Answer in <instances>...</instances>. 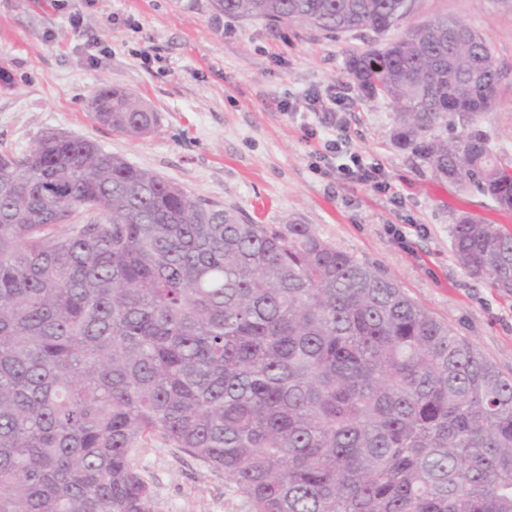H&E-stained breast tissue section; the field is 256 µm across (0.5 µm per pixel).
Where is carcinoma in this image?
<instances>
[{
  "instance_id": "cac0c4a2",
  "label": "carcinoma",
  "mask_w": 512,
  "mask_h": 512,
  "mask_svg": "<svg viewBox=\"0 0 512 512\" xmlns=\"http://www.w3.org/2000/svg\"><path fill=\"white\" fill-rule=\"evenodd\" d=\"M229 17L383 35L411 0H209ZM438 17L349 56L395 144L512 210V160L448 108L502 73ZM139 138L157 113L99 88ZM452 254L512 294V231L462 214ZM158 440L224 471L251 512H512V377L310 224H257L60 132L0 153V512H153Z\"/></svg>"
}]
</instances>
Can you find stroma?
Wrapping results in <instances>:
<instances>
[{
  "label": "stroma",
  "instance_id": "stroma-1",
  "mask_svg": "<svg viewBox=\"0 0 512 512\" xmlns=\"http://www.w3.org/2000/svg\"><path fill=\"white\" fill-rule=\"evenodd\" d=\"M442 15L478 29L495 53L505 79L483 124L512 157V0H413L406 25L387 37ZM374 39L227 17L208 0H0V151L21 154L63 131L256 223L313 225L512 376V295L468 276L449 238L460 214L512 230V211L438 179L394 144L393 105L363 98L345 72L348 54ZM102 85L137 95L158 115L154 130L130 139L96 123L88 103ZM313 91L335 100L334 122L277 107ZM334 137L341 153L315 162ZM353 153L389 191L343 174ZM138 466L154 512H250L223 471L159 441Z\"/></svg>",
  "mask_w": 512,
  "mask_h": 512
}]
</instances>
